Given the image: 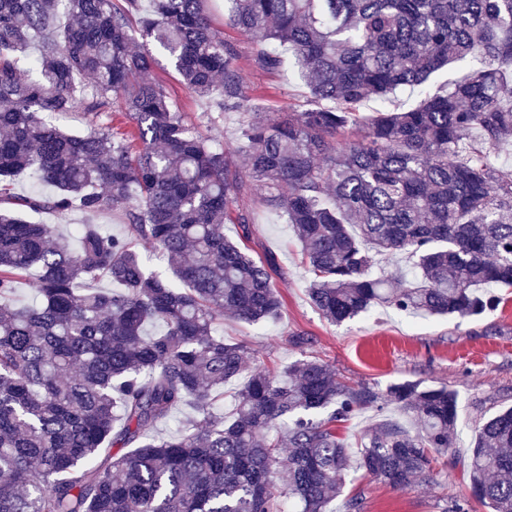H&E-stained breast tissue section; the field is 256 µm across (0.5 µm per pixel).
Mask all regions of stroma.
I'll use <instances>...</instances> for the list:
<instances>
[{
    "instance_id": "35a3bbf8",
    "label": "stroma",
    "mask_w": 512,
    "mask_h": 512,
    "mask_svg": "<svg viewBox=\"0 0 512 512\" xmlns=\"http://www.w3.org/2000/svg\"><path fill=\"white\" fill-rule=\"evenodd\" d=\"M204 9L217 33L237 52V66L249 94L260 99L273 117L287 113L289 104L311 105L307 86L286 81L261 68L256 46L229 25L224 0H206ZM152 77L162 85L174 107L193 123L206 139L233 150L243 116L238 112H211L206 100L197 98L176 74L169 57L156 51ZM240 209L251 212L252 234L245 246L257 259L273 256L272 280L282 300L278 321L246 324L224 321V337L242 341L254 352L249 368L283 369L300 355L332 364L340 381L368 382L379 389L419 381L426 386L445 385L458 395V430L455 452L439 459L436 481L405 491L362 477L347 482L342 498L330 512H345L344 500L363 499L362 512H447L463 504L466 512H490L471 493L467 462L475 443V428L484 419L512 406V289H499L500 301L483 314L469 318H412L381 306L340 325L327 322L312 306L307 289L313 275L303 263L302 245L291 225L266 208L257 196L240 199ZM40 222L53 234L69 233L75 224H104L114 235L127 232L122 210L107 208L88 216L73 212L64 216L43 214ZM306 334L304 349L293 347V334Z\"/></svg>"
}]
</instances>
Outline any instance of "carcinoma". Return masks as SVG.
<instances>
[{"mask_svg":"<svg viewBox=\"0 0 512 512\" xmlns=\"http://www.w3.org/2000/svg\"><path fill=\"white\" fill-rule=\"evenodd\" d=\"M205 0H0V512H328L352 471L404 491L452 452L457 393L418 381L382 393L304 357L247 372L224 316L258 324L282 302L233 207L253 183L283 212L331 323L390 305L414 316L481 314L512 288V0H224L257 63L298 76L332 106L279 118L247 94ZM154 41L220 115L248 116L233 154L209 143L150 79ZM455 66L450 85L432 74ZM417 89L408 109L387 106ZM376 101L374 114H361ZM119 108V137L102 121ZM92 116L83 134L55 123ZM34 174L49 193L18 196ZM124 210L128 233L77 224L78 247L22 214ZM149 241L172 278L149 271ZM397 253L414 275H376ZM106 279L111 288H82ZM27 282L36 305L15 301ZM238 384L233 412L215 398ZM391 405L357 455L336 424ZM183 406L195 416L165 437ZM288 449V459L282 450ZM473 496L512 512V408L476 429Z\"/></svg>","mask_w":512,"mask_h":512,"instance_id":"obj_1","label":"carcinoma"}]
</instances>
